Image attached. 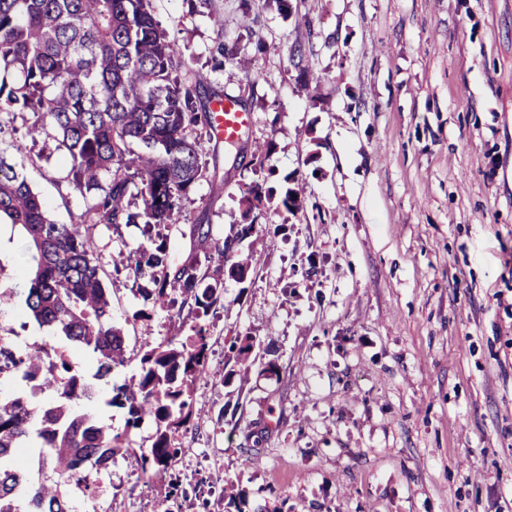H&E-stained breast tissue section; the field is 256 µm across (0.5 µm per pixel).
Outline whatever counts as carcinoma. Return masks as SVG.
Wrapping results in <instances>:
<instances>
[{"label": "carcinoma", "instance_id": "1", "mask_svg": "<svg viewBox=\"0 0 512 512\" xmlns=\"http://www.w3.org/2000/svg\"><path fill=\"white\" fill-rule=\"evenodd\" d=\"M213 52L223 64L224 22L214 21ZM218 93L192 72L157 20L153 0H0V123L31 112L27 135L56 133L72 184L90 195L74 224L53 221L39 195L0 151V220L20 226L35 263L25 305L42 326L93 354L94 377L112 376L130 361L122 328L112 320V295L91 231H117L142 220L150 245L129 255L125 269L147 278L145 300L192 324L182 336L145 343L139 374L112 387L110 405L127 408L126 430L149 417L156 423L141 466L165 472L179 449L171 433L188 429L193 386L207 375L209 329L218 284L241 277L257 260L241 257L242 242L262 231L238 224L219 242L206 224L190 227L191 248L181 263L169 257L166 228L194 187L208 178L200 137L212 138L209 105ZM141 200L138 212L130 199ZM217 253L212 270L198 255ZM255 339L237 335L229 352L245 364ZM49 392L36 404L25 395H0V512H69L61 486L73 485L92 503L102 499L97 475L112 466L124 435L71 404L92 395L81 367L46 344L19 350L0 336V375ZM39 444L38 471L29 480L18 450Z\"/></svg>", "mask_w": 512, "mask_h": 512}]
</instances>
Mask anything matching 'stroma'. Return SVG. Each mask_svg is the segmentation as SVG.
<instances>
[{"mask_svg": "<svg viewBox=\"0 0 512 512\" xmlns=\"http://www.w3.org/2000/svg\"><path fill=\"white\" fill-rule=\"evenodd\" d=\"M162 27L196 73L241 98L255 123L247 154L271 149L259 181L235 150L202 145L217 177L200 182L169 228V254L207 224L215 239L245 223L250 186L298 187L299 210L267 203V232L246 283L225 279L206 322L209 376L194 386L191 428L175 433L167 472L116 456L101 480L107 512H512V0H155ZM255 19L243 28L240 18ZM236 64L214 69L213 16ZM301 48L296 65L290 51ZM265 78L250 83L252 67ZM9 115L0 142L55 222L84 198L53 134ZM127 350L178 322L125 270L147 245L141 225L93 233ZM20 226L0 223V336L49 344L86 375L93 356L28 315L32 266ZM256 336L232 386L226 337ZM276 372H268V363ZM77 402L135 452L156 424L126 431L112 386ZM177 492H170V484Z\"/></svg>", "mask_w": 512, "mask_h": 512, "instance_id": "1", "label": "stroma"}]
</instances>
